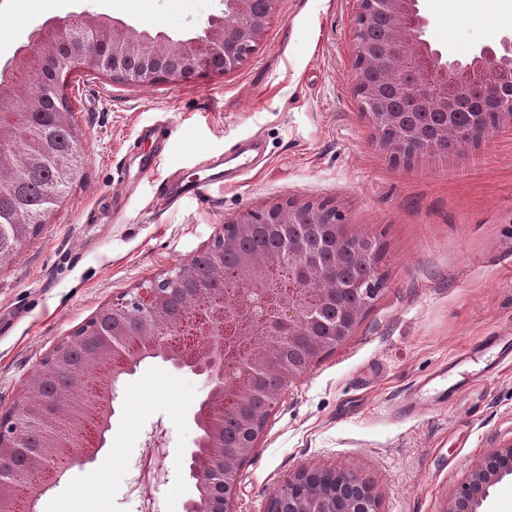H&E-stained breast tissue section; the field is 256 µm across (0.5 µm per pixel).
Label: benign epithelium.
I'll list each match as a JSON object with an SVG mask.
<instances>
[{
	"mask_svg": "<svg viewBox=\"0 0 512 512\" xmlns=\"http://www.w3.org/2000/svg\"><path fill=\"white\" fill-rule=\"evenodd\" d=\"M357 19L369 14L387 18L390 52L369 60V67L385 75L381 82L370 81L362 68H356L355 86L363 114L376 138L396 162L430 157L436 147L429 139L426 124L398 109L394 102L410 99L425 112L437 117L436 136L453 138L462 147L483 140L490 132L482 125L481 109L496 108L497 121L512 123V36L483 45L464 60L445 59L443 53L423 39L427 26L418 0H358ZM280 0H224V18L211 16L202 33L183 41L153 37L121 21L99 19L90 22L83 15L63 21L45 22L14 54V60L28 59L27 69L4 65L0 69V112L26 115L39 109L51 96L64 101V85L49 81L46 73L88 68L117 81L146 86L165 81L179 83L204 66L214 53L224 55V72L239 68L264 40L269 24L278 12ZM174 47L184 58L182 67L167 65V49ZM129 56L143 59L134 75L121 71ZM16 84L28 87V94L15 102L5 93ZM474 112L472 131L457 133L454 116L461 110ZM275 224H294L300 208L275 206L265 211ZM253 229L246 213L225 225L211 252V281L225 283L222 295L213 299V289L180 288L188 277L187 265H180L161 279H149L109 303L102 316L123 321L137 315L136 331L110 334L101 329L91 336H71L61 340L41 363L38 375L26 387L25 396L12 409L0 415V457L20 456L21 469H0V512H15L17 492L30 471L44 472L54 479L58 461L83 460L94 456L84 445L86 413L58 410L59 389L50 386L59 370L66 369L70 404L95 407L93 427L103 434L111 427L112 401L120 379L132 372V363L160 358L173 366L188 368L205 377L208 394L200 404L195 423L200 429L196 445L204 453L193 456L190 477L198 497L183 504V512H231L237 493L240 469L257 447L265 431L266 419L248 411L249 383L268 366L275 365L279 385L269 391V407L302 377L282 357L286 348L297 347L312 363L352 335L363 309H347L334 324L332 339L321 336L320 305H329L339 292L352 289L336 278L335 268L306 258L302 238H281L272 251L244 252L235 266H225L224 254L237 248ZM326 238L338 249L349 238L341 214L326 226ZM279 268L291 270V280L271 277ZM265 283L262 313L248 299L242 286ZM192 297L194 308L185 313L171 308L174 292ZM103 367L108 379L90 384L86 364ZM234 411L245 434L241 449L228 458L225 450L224 415ZM324 467L302 468L288 478L279 493L270 498L267 512H325L317 497H296L302 485L319 482ZM512 475V442L488 451L471 468L442 512H479L489 489ZM358 495L347 512H379V500L370 480L350 470L336 471V488Z\"/></svg>",
	"mask_w": 512,
	"mask_h": 512,
	"instance_id": "1",
	"label": "benign epithelium"
}]
</instances>
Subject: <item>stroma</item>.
Segmentation results:
<instances>
[{
  "mask_svg": "<svg viewBox=\"0 0 512 512\" xmlns=\"http://www.w3.org/2000/svg\"><path fill=\"white\" fill-rule=\"evenodd\" d=\"M222 0H0V63L50 18L106 16L176 40L199 34ZM425 38L454 58L512 35V0H419ZM357 0H281L264 41L236 71L179 84L71 73L65 87L86 134L84 179L18 252L0 258V411L41 361L113 299L202 252L224 224L288 202L326 203L381 244L384 283L349 339L324 354L272 409L243 464L232 512H266L304 467L372 480L380 512H443L484 454L512 440V365L448 405L405 412L412 385L485 337L512 335V125L448 156L395 165L355 94ZM173 126L153 174L117 180ZM260 162L223 186L173 202L157 186L252 137ZM204 377L146 359L113 403L95 463L59 483L33 481L35 512H182L197 494L186 461ZM164 466L141 483L156 427Z\"/></svg>",
  "mask_w": 512,
  "mask_h": 512,
  "instance_id": "stroma-1",
  "label": "stroma"
}]
</instances>
